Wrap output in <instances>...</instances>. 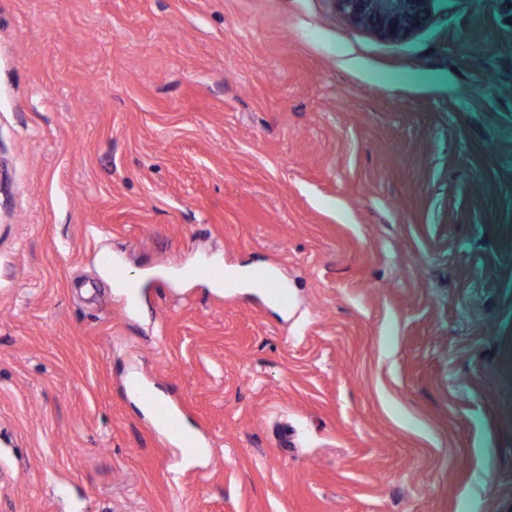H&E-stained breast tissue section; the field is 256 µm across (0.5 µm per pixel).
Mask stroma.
I'll use <instances>...</instances> for the list:
<instances>
[{
    "label": "stroma",
    "instance_id": "35a3bbf8",
    "mask_svg": "<svg viewBox=\"0 0 512 512\" xmlns=\"http://www.w3.org/2000/svg\"><path fill=\"white\" fill-rule=\"evenodd\" d=\"M0 512H512V0H0ZM338 17L377 39L402 42L428 25L437 0H331Z\"/></svg>",
    "mask_w": 512,
    "mask_h": 512
}]
</instances>
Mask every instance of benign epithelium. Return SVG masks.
<instances>
[{
  "label": "benign epithelium",
  "instance_id": "obj_1",
  "mask_svg": "<svg viewBox=\"0 0 512 512\" xmlns=\"http://www.w3.org/2000/svg\"><path fill=\"white\" fill-rule=\"evenodd\" d=\"M436 0H332L345 23L377 39L402 42L428 25Z\"/></svg>",
  "mask_w": 512,
  "mask_h": 512
}]
</instances>
